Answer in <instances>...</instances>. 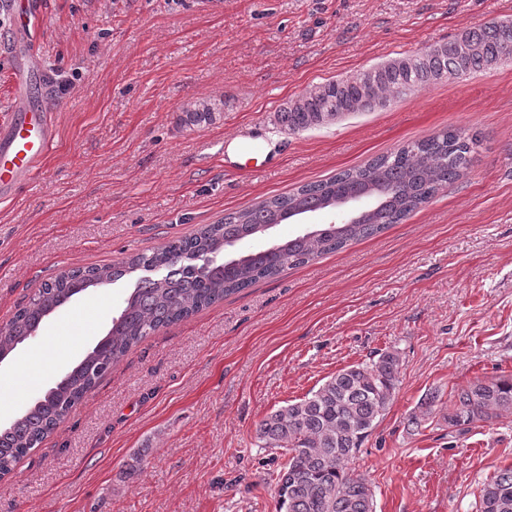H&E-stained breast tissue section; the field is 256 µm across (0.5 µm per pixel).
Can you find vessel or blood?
Here are the masks:
<instances>
[{
	"label": "vessel or blood",
	"instance_id": "obj_1",
	"mask_svg": "<svg viewBox=\"0 0 512 512\" xmlns=\"http://www.w3.org/2000/svg\"><path fill=\"white\" fill-rule=\"evenodd\" d=\"M13 26L24 35L38 18L36 0H8ZM33 71L21 64L13 70V96L18 104L10 120L0 124V195L9 196L28 180L50 154L55 127L44 109L29 102Z\"/></svg>",
	"mask_w": 512,
	"mask_h": 512
}]
</instances>
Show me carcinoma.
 I'll use <instances>...</instances> for the list:
<instances>
[{
  "label": "carcinoma",
  "instance_id": "cac0c4a2",
  "mask_svg": "<svg viewBox=\"0 0 512 512\" xmlns=\"http://www.w3.org/2000/svg\"><path fill=\"white\" fill-rule=\"evenodd\" d=\"M511 59L512 20L491 22L425 52L392 58L316 85L289 101L277 119L288 133L307 131L354 112L383 110L393 99L423 86L453 82ZM223 114V100L198 98L186 104L178 120L188 128L204 127ZM478 142L477 134L461 127L410 141L363 166L229 213L221 222L206 224L193 235L150 253L121 264L75 268L45 282L0 329V353L13 351L49 311L73 296L141 268L166 270L158 279L140 277L107 334L42 398L0 429V476L11 473L21 458L39 447L133 346L261 279L398 223L465 174ZM348 198L363 205L355 224H322L286 240L225 256L236 245L264 236L260 231L264 226L283 224L298 214L328 211ZM196 253L210 255L212 265L201 269L188 262ZM399 375L398 355L385 351L368 362L338 370L317 389L260 422L256 433L261 447L285 451V461L265 478L275 512H374L370 486L348 469V463L387 411ZM437 401V395L429 394L408 426L417 427L431 416ZM509 414L512 377L478 379L454 391L453 408L444 421L454 427ZM478 512H512V467L498 470L483 482Z\"/></svg>",
  "mask_w": 512,
  "mask_h": 512
}]
</instances>
